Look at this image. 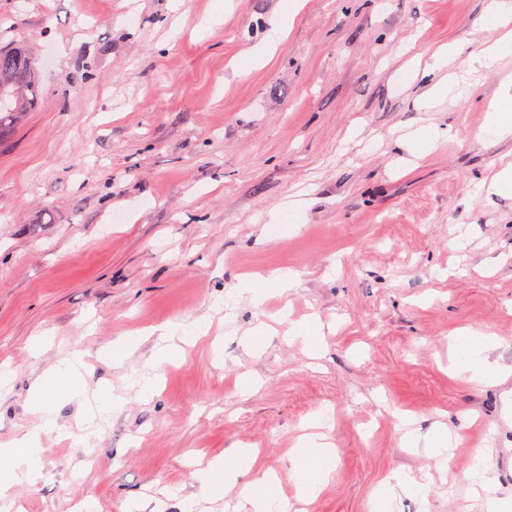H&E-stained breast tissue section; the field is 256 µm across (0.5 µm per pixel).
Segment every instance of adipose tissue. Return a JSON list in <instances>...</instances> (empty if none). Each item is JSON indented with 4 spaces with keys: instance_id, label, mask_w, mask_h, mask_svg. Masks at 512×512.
<instances>
[{
    "instance_id": "ef3b65f1",
    "label": "adipose tissue",
    "mask_w": 512,
    "mask_h": 512,
    "mask_svg": "<svg viewBox=\"0 0 512 512\" xmlns=\"http://www.w3.org/2000/svg\"><path fill=\"white\" fill-rule=\"evenodd\" d=\"M487 19L489 25L502 29L503 34L472 59L471 66L476 70L493 69L512 52V0H490ZM496 348L495 340L482 331L461 329L453 339L451 369L454 374L477 384L502 378L506 370L492 357ZM86 369L82 355L74 354L49 367L35 380L30 409L38 415L39 423L9 445H0V499H7L13 486L32 483L38 478L42 465L41 437L56 428L54 405L59 399L73 400L83 395ZM289 457L297 488L295 503H288L282 496L279 476L274 470L254 476L256 455L248 448H232L202 463L200 494L217 501L228 492H235L241 512H291L293 505H310L328 482L336 459V450L321 419L309 423L307 432L297 439Z\"/></svg>"
}]
</instances>
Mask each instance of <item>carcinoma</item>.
I'll use <instances>...</instances> for the list:
<instances>
[{
    "mask_svg": "<svg viewBox=\"0 0 512 512\" xmlns=\"http://www.w3.org/2000/svg\"><path fill=\"white\" fill-rule=\"evenodd\" d=\"M38 97L34 63L23 52L0 48V141Z\"/></svg>",
    "mask_w": 512,
    "mask_h": 512,
    "instance_id": "cac0c4a2",
    "label": "carcinoma"
}]
</instances>
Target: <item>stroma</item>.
<instances>
[{"instance_id": "stroma-1", "label": "stroma", "mask_w": 512, "mask_h": 512, "mask_svg": "<svg viewBox=\"0 0 512 512\" xmlns=\"http://www.w3.org/2000/svg\"><path fill=\"white\" fill-rule=\"evenodd\" d=\"M487 3L0 0V47L31 57L39 87L0 142V443L36 425L32 382L70 354L90 365L87 391L127 400L90 429L84 403L56 405L88 444L45 436L40 476L11 492L21 512L184 498L200 457L231 448L257 449L293 496L288 451L326 410L336 469L309 512H369L401 469L429 493H398L392 512H484L467 480L480 447L512 501V192L479 188L512 163V139L483 132L512 56L469 70L499 36ZM445 43L462 91L429 105L409 67ZM429 126L447 137L411 158L404 137ZM282 270L294 286L263 306L227 302L242 276ZM312 315L318 362L281 337ZM201 319L205 336L149 367L158 327ZM261 321L279 334L254 353L241 334ZM462 327L497 341L510 376H450ZM132 335L123 364L103 356ZM133 378L156 382L152 399ZM404 414L460 434L447 469L403 448Z\"/></svg>"}]
</instances>
